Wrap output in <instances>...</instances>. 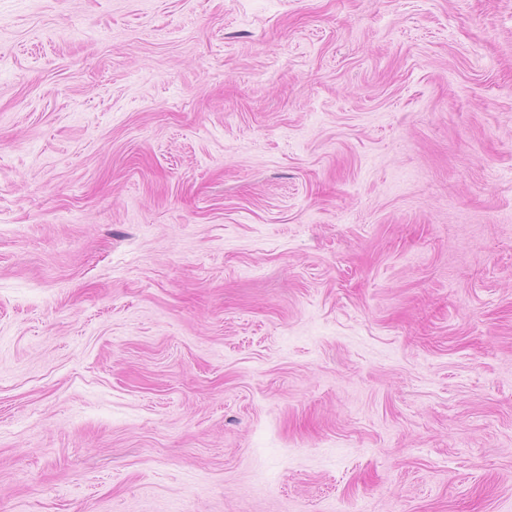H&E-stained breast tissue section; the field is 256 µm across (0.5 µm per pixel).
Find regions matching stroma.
<instances>
[{
	"instance_id": "stroma-1",
	"label": "stroma",
	"mask_w": 512,
	"mask_h": 512,
	"mask_svg": "<svg viewBox=\"0 0 512 512\" xmlns=\"http://www.w3.org/2000/svg\"><path fill=\"white\" fill-rule=\"evenodd\" d=\"M0 512H512V0H0Z\"/></svg>"
}]
</instances>
